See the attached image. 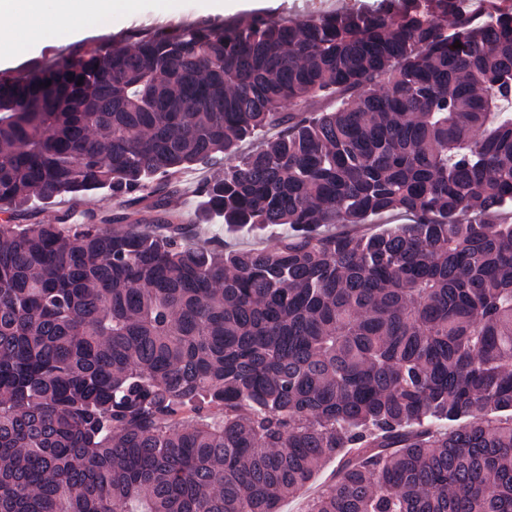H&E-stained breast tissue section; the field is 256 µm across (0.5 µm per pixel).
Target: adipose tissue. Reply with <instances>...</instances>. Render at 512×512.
Wrapping results in <instances>:
<instances>
[{
	"label": "adipose tissue",
	"instance_id": "obj_1",
	"mask_svg": "<svg viewBox=\"0 0 512 512\" xmlns=\"http://www.w3.org/2000/svg\"><path fill=\"white\" fill-rule=\"evenodd\" d=\"M137 0H0V54L84 29L90 18L134 10Z\"/></svg>",
	"mask_w": 512,
	"mask_h": 512
}]
</instances>
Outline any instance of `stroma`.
I'll use <instances>...</instances> for the list:
<instances>
[{"label":"stroma","mask_w":512,"mask_h":512,"mask_svg":"<svg viewBox=\"0 0 512 512\" xmlns=\"http://www.w3.org/2000/svg\"><path fill=\"white\" fill-rule=\"evenodd\" d=\"M241 7L224 12L215 10L212 0H141L135 14L115 16L112 19L96 21L91 28L76 32L57 40L45 41L29 51L0 59V72L17 71L28 68L32 63L48 62L62 53H74L113 39L132 43L137 37L156 32L158 27L171 21L187 27L200 23L221 24L237 18L264 12L277 18H299L313 12H329L356 4L371 9L379 0H239ZM219 172V168L196 163L183 171L176 182L177 191L169 195L170 208L198 223L199 239L223 238L226 245L240 247H267L274 243L277 230L267 229L256 234L247 231L228 232L222 223L203 218L200 213L198 188Z\"/></svg>","instance_id":"obj_1"}]
</instances>
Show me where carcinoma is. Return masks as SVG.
<instances>
[{
    "label": "carcinoma",
    "mask_w": 512,
    "mask_h": 512,
    "mask_svg": "<svg viewBox=\"0 0 512 512\" xmlns=\"http://www.w3.org/2000/svg\"><path fill=\"white\" fill-rule=\"evenodd\" d=\"M485 2L256 12L0 75V512H279L331 459L304 512H512V0ZM259 137L199 193L282 239L198 242L153 180ZM98 188L124 209L14 223Z\"/></svg>",
    "instance_id": "carcinoma-1"
}]
</instances>
